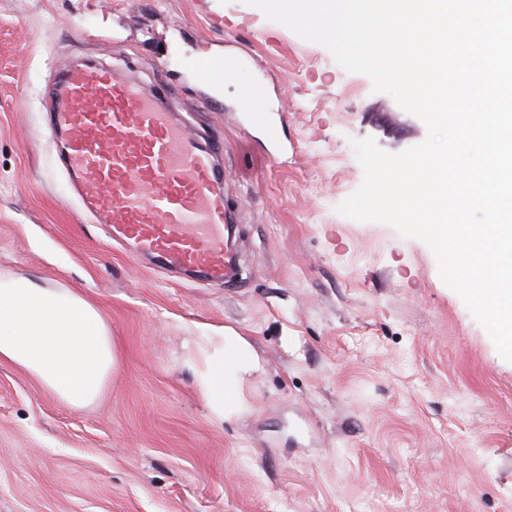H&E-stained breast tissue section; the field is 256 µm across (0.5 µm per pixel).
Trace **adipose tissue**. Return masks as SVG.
Instances as JSON below:
<instances>
[{"mask_svg": "<svg viewBox=\"0 0 512 512\" xmlns=\"http://www.w3.org/2000/svg\"><path fill=\"white\" fill-rule=\"evenodd\" d=\"M186 360L214 421L247 409L245 381L262 363L244 337L228 330L203 333L195 337ZM0 361L15 365L74 408L96 402L117 367L111 332L83 297L3 274Z\"/></svg>", "mask_w": 512, "mask_h": 512, "instance_id": "1", "label": "adipose tissue"}]
</instances>
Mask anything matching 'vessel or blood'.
Segmentation results:
<instances>
[{
  "label": "vessel or blood",
  "mask_w": 512,
  "mask_h": 512,
  "mask_svg": "<svg viewBox=\"0 0 512 512\" xmlns=\"http://www.w3.org/2000/svg\"><path fill=\"white\" fill-rule=\"evenodd\" d=\"M239 60L202 57L197 79L223 82ZM50 130L80 205L153 265L209 282L233 275L224 248L230 185L220 142L201 145L156 94L107 67L65 69Z\"/></svg>",
  "instance_id": "obj_1"
}]
</instances>
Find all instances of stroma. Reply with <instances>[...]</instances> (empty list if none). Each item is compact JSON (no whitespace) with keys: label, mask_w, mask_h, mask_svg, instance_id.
Here are the masks:
<instances>
[{"label":"stroma","mask_w":512,"mask_h":512,"mask_svg":"<svg viewBox=\"0 0 512 512\" xmlns=\"http://www.w3.org/2000/svg\"><path fill=\"white\" fill-rule=\"evenodd\" d=\"M78 57L223 140L233 280L133 259L76 209L47 119ZM248 89L277 139L232 119ZM368 136L399 153L427 127L242 0H0V273L79 293L119 362L82 409L0 363V512H512V362L426 243L336 211ZM208 328L263 362L221 422L185 362ZM240 63V59L202 57L193 62V69L201 83L217 86L224 82L227 73L239 67Z\"/></svg>","instance_id":"stroma-1"}]
</instances>
